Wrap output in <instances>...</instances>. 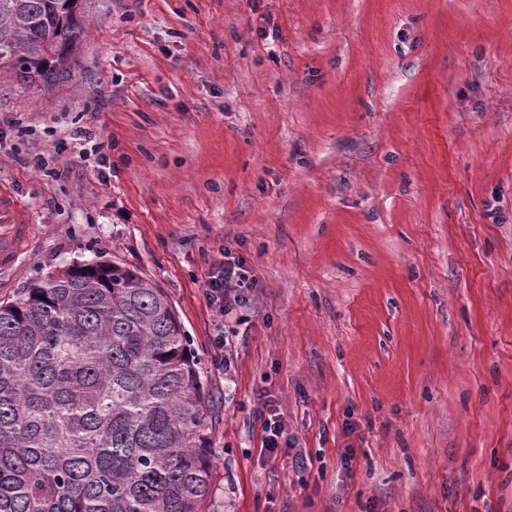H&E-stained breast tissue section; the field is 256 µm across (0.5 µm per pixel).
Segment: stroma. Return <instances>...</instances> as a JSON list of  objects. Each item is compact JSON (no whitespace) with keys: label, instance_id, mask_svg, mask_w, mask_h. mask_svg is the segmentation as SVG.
Wrapping results in <instances>:
<instances>
[{"label":"stroma","instance_id":"35a3bbf8","mask_svg":"<svg viewBox=\"0 0 512 512\" xmlns=\"http://www.w3.org/2000/svg\"><path fill=\"white\" fill-rule=\"evenodd\" d=\"M83 3L77 89L0 81L32 218L0 301L98 254L164 288L213 395L206 512H512V0ZM225 249L258 288L219 325ZM265 408L268 413V418L264 420V436L262 438L261 451L264 453H274L278 448H288V445L290 447L291 444L288 443V436L279 421V413L277 412L276 406L271 401L267 400L265 402ZM282 439H284L283 443Z\"/></svg>","mask_w":512,"mask_h":512}]
</instances>
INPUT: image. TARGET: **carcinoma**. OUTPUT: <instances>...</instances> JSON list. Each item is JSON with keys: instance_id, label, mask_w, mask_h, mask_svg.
I'll list each match as a JSON object with an SVG mask.
<instances>
[{"instance_id": "cac0c4a2", "label": "carcinoma", "mask_w": 512, "mask_h": 512, "mask_svg": "<svg viewBox=\"0 0 512 512\" xmlns=\"http://www.w3.org/2000/svg\"><path fill=\"white\" fill-rule=\"evenodd\" d=\"M0 0V70L74 81L83 11ZM210 395L165 292L75 262L0 303V512H202Z\"/></svg>"}]
</instances>
